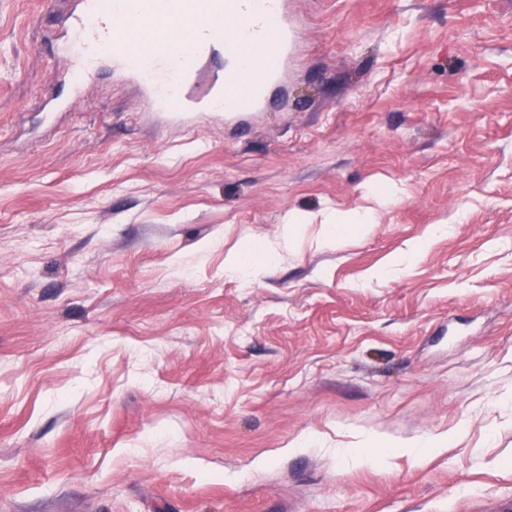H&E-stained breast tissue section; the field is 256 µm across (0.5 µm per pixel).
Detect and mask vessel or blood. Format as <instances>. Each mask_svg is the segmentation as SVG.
<instances>
[{
	"mask_svg": "<svg viewBox=\"0 0 512 512\" xmlns=\"http://www.w3.org/2000/svg\"><path fill=\"white\" fill-rule=\"evenodd\" d=\"M67 27L79 49L70 74L83 85L102 52H109L154 111L178 119L189 112H247L262 108L267 87L293 60L298 30L283 0H76ZM191 25L185 37L181 25ZM224 52L232 66L194 97L198 64Z\"/></svg>",
	"mask_w": 512,
	"mask_h": 512,
	"instance_id": "1",
	"label": "vessel or blood"
}]
</instances>
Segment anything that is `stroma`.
Instances as JSON below:
<instances>
[{"mask_svg":"<svg viewBox=\"0 0 512 512\" xmlns=\"http://www.w3.org/2000/svg\"><path fill=\"white\" fill-rule=\"evenodd\" d=\"M74 5L0 0V512L512 500V0H288L267 107L185 124L60 80ZM324 224L329 227L328 235L324 238L323 244L335 245L338 243L342 229L346 224H374L373 215L370 212L356 213L348 218L345 216L336 217L328 215L324 218Z\"/></svg>","mask_w":512,"mask_h":512,"instance_id":"stroma-1","label":"stroma"}]
</instances>
